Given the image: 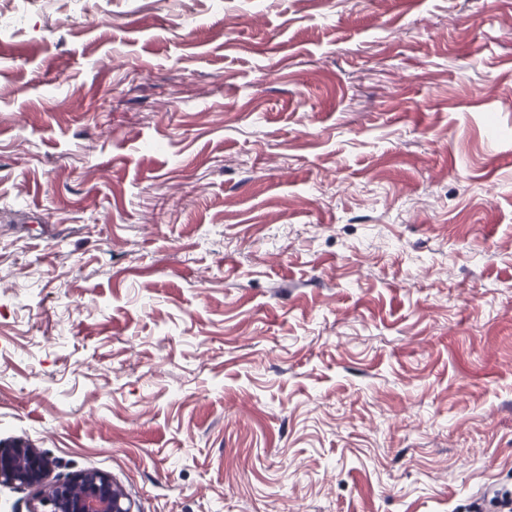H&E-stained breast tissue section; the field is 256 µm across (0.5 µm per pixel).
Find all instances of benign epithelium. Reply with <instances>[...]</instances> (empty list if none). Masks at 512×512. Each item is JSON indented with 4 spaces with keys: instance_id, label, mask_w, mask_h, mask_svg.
Instances as JSON below:
<instances>
[{
    "instance_id": "1",
    "label": "benign epithelium",
    "mask_w": 512,
    "mask_h": 512,
    "mask_svg": "<svg viewBox=\"0 0 512 512\" xmlns=\"http://www.w3.org/2000/svg\"><path fill=\"white\" fill-rule=\"evenodd\" d=\"M50 462L29 445L0 444V484L40 486ZM32 512H132L122 489L107 476L82 472L58 481Z\"/></svg>"
}]
</instances>
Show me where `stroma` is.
<instances>
[{"mask_svg": "<svg viewBox=\"0 0 512 512\" xmlns=\"http://www.w3.org/2000/svg\"><path fill=\"white\" fill-rule=\"evenodd\" d=\"M0 13V442L133 512L512 488V0Z\"/></svg>", "mask_w": 512, "mask_h": 512, "instance_id": "35a3bbf8", "label": "stroma"}]
</instances>
